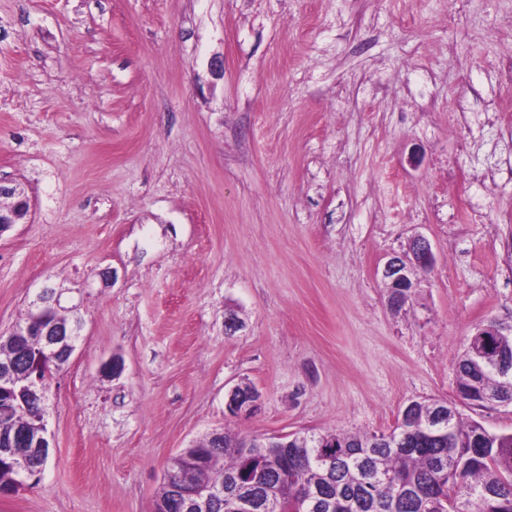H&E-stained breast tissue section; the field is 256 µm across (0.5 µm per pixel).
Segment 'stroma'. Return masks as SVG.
I'll use <instances>...</instances> for the list:
<instances>
[{
	"label": "stroma",
	"instance_id": "obj_1",
	"mask_svg": "<svg viewBox=\"0 0 512 512\" xmlns=\"http://www.w3.org/2000/svg\"><path fill=\"white\" fill-rule=\"evenodd\" d=\"M509 55L512 0H0V179L31 199L0 334L47 283L83 319L49 462L0 512H153L212 431L454 400L474 327L512 322ZM418 236L395 311L381 271ZM237 386H235L228 395L226 409L228 412H233L234 417L250 415L256 409L260 397L255 399L254 395L249 397L236 394Z\"/></svg>",
	"mask_w": 512,
	"mask_h": 512
}]
</instances>
